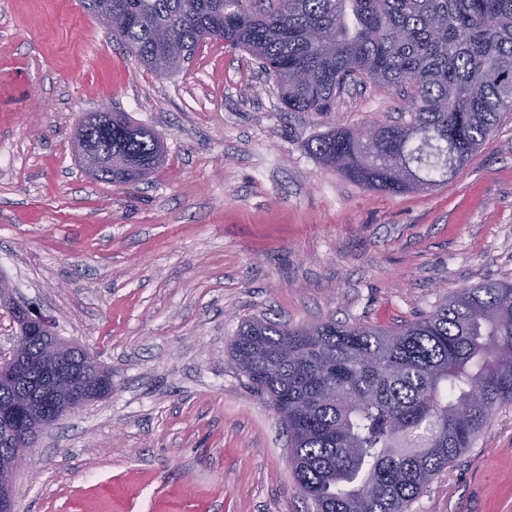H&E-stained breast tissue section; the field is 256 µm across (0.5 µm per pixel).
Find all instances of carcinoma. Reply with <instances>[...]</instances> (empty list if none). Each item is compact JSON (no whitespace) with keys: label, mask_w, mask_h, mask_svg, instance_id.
<instances>
[{"label":"carcinoma","mask_w":512,"mask_h":512,"mask_svg":"<svg viewBox=\"0 0 512 512\" xmlns=\"http://www.w3.org/2000/svg\"><path fill=\"white\" fill-rule=\"evenodd\" d=\"M112 37L163 75L205 39L246 50L290 112L332 110L366 77L404 89L408 118L377 120L362 142L336 127L307 143L323 166L369 190L446 182L512 112V0H87ZM93 150L122 160L95 175L136 186L165 160L162 140L123 112L89 127ZM250 386L290 439L288 461L316 512H410L496 413L512 405V283L460 288L393 327L328 320L292 328L246 320L231 344ZM30 382L1 387L0 402Z\"/></svg>","instance_id":"cac0c4a2"}]
</instances>
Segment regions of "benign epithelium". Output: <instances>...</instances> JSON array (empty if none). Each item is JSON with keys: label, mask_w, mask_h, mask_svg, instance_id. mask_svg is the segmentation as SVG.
<instances>
[{"label": "benign epithelium", "mask_w": 512, "mask_h": 512, "mask_svg": "<svg viewBox=\"0 0 512 512\" xmlns=\"http://www.w3.org/2000/svg\"><path fill=\"white\" fill-rule=\"evenodd\" d=\"M80 155L88 160L87 174L93 176L98 168L112 164V157H95L81 140L75 141ZM0 307L10 310L22 322L16 332L12 355L0 360V385L14 386L37 373L53 371L65 364L78 346L63 339L50 318L36 307L16 301L10 289L0 284ZM39 340L48 345L52 356L29 357L24 354L27 344ZM111 387V383L92 364L82 373L55 382L48 401L40 405L30 401L0 403V429L10 438L12 452L0 460V512H16L12 495V475L17 462L28 453L36 437L35 431H45L59 419L58 410L74 411L87 404L96 394Z\"/></svg>", "instance_id": "benign-epithelium-1"}]
</instances>
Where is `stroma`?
<instances>
[{
	"label": "stroma",
	"mask_w": 512,
	"mask_h": 512,
	"mask_svg": "<svg viewBox=\"0 0 512 512\" xmlns=\"http://www.w3.org/2000/svg\"><path fill=\"white\" fill-rule=\"evenodd\" d=\"M403 107L365 78L332 112H289L224 41L160 76L86 0H0V277L112 374L19 463L17 512H312L284 425L231 353L242 320L391 327L512 280V112L423 190L366 189L306 148ZM105 110L164 141L135 187L90 178L74 150ZM411 512H512V407Z\"/></svg>",
	"instance_id": "stroma-1"
}]
</instances>
